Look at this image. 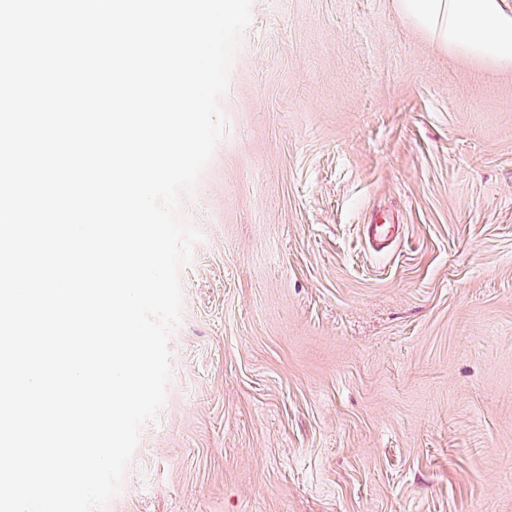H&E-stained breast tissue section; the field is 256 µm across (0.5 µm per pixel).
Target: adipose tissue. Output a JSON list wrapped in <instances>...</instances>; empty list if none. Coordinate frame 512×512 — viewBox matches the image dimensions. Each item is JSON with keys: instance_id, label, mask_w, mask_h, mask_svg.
I'll use <instances>...</instances> for the list:
<instances>
[{"instance_id": "1", "label": "adipose tissue", "mask_w": 512, "mask_h": 512, "mask_svg": "<svg viewBox=\"0 0 512 512\" xmlns=\"http://www.w3.org/2000/svg\"><path fill=\"white\" fill-rule=\"evenodd\" d=\"M398 7L440 45L512 68V9L503 0H399Z\"/></svg>"}]
</instances>
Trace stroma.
<instances>
[{
  "mask_svg": "<svg viewBox=\"0 0 512 512\" xmlns=\"http://www.w3.org/2000/svg\"><path fill=\"white\" fill-rule=\"evenodd\" d=\"M251 12L180 195L166 400L106 512H512V70L395 0Z\"/></svg>",
  "mask_w": 512,
  "mask_h": 512,
  "instance_id": "35a3bbf8",
  "label": "stroma"
}]
</instances>
